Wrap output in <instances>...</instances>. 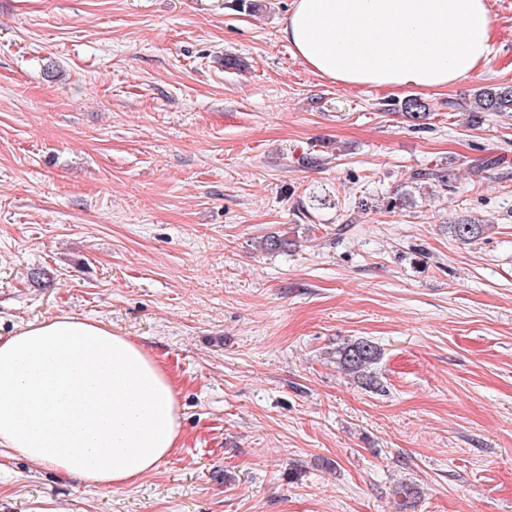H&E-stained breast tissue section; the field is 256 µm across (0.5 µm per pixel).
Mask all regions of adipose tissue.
Listing matches in <instances>:
<instances>
[{
  "label": "adipose tissue",
  "instance_id": "adipose-tissue-1",
  "mask_svg": "<svg viewBox=\"0 0 512 512\" xmlns=\"http://www.w3.org/2000/svg\"><path fill=\"white\" fill-rule=\"evenodd\" d=\"M315 75L440 89L485 67L488 0H295L282 29ZM181 440L169 374L102 322L56 315L0 336V447L103 489L135 485Z\"/></svg>",
  "mask_w": 512,
  "mask_h": 512
}]
</instances>
